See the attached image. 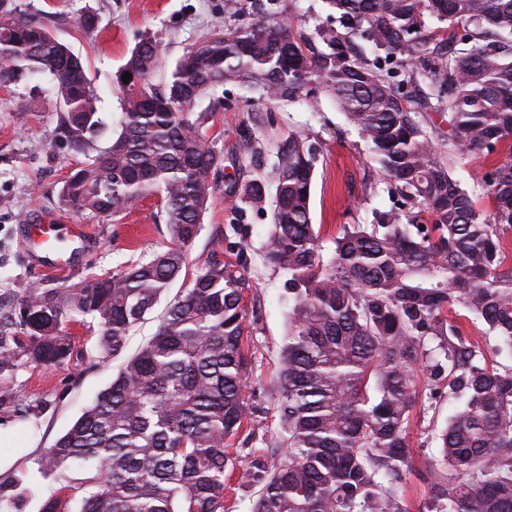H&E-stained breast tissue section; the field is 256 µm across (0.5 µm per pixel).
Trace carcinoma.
<instances>
[{"mask_svg": "<svg viewBox=\"0 0 512 512\" xmlns=\"http://www.w3.org/2000/svg\"><path fill=\"white\" fill-rule=\"evenodd\" d=\"M310 33L267 0L246 17L225 0L224 23L160 74L165 45L142 38L115 75L112 121L69 45L19 0H0V80L47 73L58 104L54 139L86 158L60 189L76 212L119 216L158 198L168 246L147 261L60 288L13 289L0 311V375L23 364L60 367L73 354L65 324L88 317L100 352L115 356L186 268L224 153L206 144L210 113L195 105L224 85L288 100L310 84L336 101L370 145L396 208L349 224L322 253L311 218L320 150L302 132L275 161L224 184L262 209L273 198L267 260L288 274L281 349L280 443L245 462L230 447L252 416L246 395L245 270L213 259L168 306L154 336L128 359L47 464L92 465L79 512H224L226 492L258 488L252 512H408L407 442L417 373L430 398L463 401L439 431L426 512H512V366L486 361L449 316L459 304L512 351V153L485 173L487 217L434 150L448 117V153L512 144V0H324ZM461 27L459 37L426 34ZM470 45L459 51L456 42ZM131 74L129 83L122 76ZM244 152L265 144L243 129ZM0 408L18 416L0 388ZM22 484L0 483V510Z\"/></svg>", "mask_w": 512, "mask_h": 512, "instance_id": "cac0c4a2", "label": "carcinoma"}]
</instances>
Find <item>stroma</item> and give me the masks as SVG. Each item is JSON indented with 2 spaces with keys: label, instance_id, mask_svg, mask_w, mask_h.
I'll use <instances>...</instances> for the list:
<instances>
[{
  "label": "stroma",
  "instance_id": "1",
  "mask_svg": "<svg viewBox=\"0 0 512 512\" xmlns=\"http://www.w3.org/2000/svg\"><path fill=\"white\" fill-rule=\"evenodd\" d=\"M46 15L53 35L79 56L86 74L104 99L106 111L119 109L110 78L145 35L160 37L166 47V64L176 60L224 21V0H31ZM95 13L99 24L86 34L72 24L76 12ZM48 75L17 73L0 83V289L5 302L14 283L37 281L54 288L114 271L130 262L145 260L167 241L166 226L155 197L136 201L126 215L113 218L78 214L63 208L58 191L70 172L84 161L54 141L57 104L49 91ZM40 93L42 106L24 112L31 93ZM209 108L213 114L205 132L208 142L224 151V177L270 165L276 144L289 132L304 131L320 144L311 213L325 248L344 225L368 224L377 210L390 209L394 201L380 181L377 164L357 128L321 90L307 87L292 101L267 102L238 86L220 88ZM253 128L266 141L267 152L257 158L242 155L240 131ZM440 157L448 158L454 179L474 189L492 165L512 154L499 147L489 156H449L443 141H436ZM54 216L85 225L88 244L73 255L67 273L41 269L30 259L34 245L28 241L23 216ZM270 211L250 207L238 217L223 191H215L202 220V230L188 252L189 270L197 272L218 258L242 265L252 284L246 300V323L251 354L246 394L256 409L251 422L233 439L234 447L260 451L282 435L277 409L280 350L288 333L287 277L265 260ZM157 305L129 333L121 355L101 358L98 335L88 320L67 327L74 344L71 361L60 368H21L0 378L15 400L33 405L24 419L0 412V428L8 430L10 464L0 467V481L21 479L18 512H42L50 495L61 496L63 512H76L83 487L92 478L86 469L52 470L43 463L46 448L63 435L116 376L126 358L136 354L155 333ZM446 400L428 397L425 378L417 380V400L410 414L408 445L413 472L407 479L405 500L409 512H425L428 485L421 478L438 454L435 436L451 414Z\"/></svg>",
  "mask_w": 512,
  "mask_h": 512
}]
</instances>
